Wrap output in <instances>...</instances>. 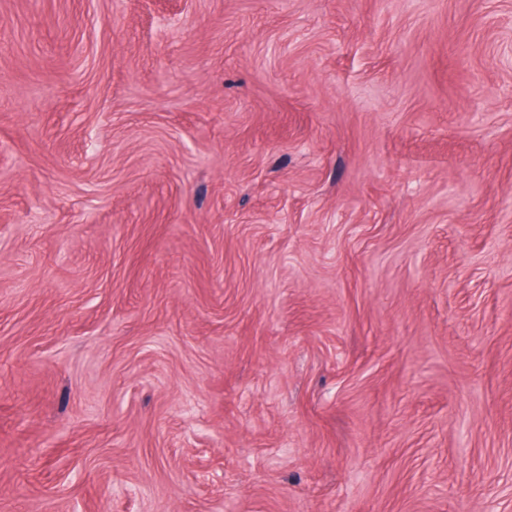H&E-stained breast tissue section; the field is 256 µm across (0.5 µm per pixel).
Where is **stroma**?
I'll return each instance as SVG.
<instances>
[{
    "instance_id": "35a3bbf8",
    "label": "stroma",
    "mask_w": 512,
    "mask_h": 512,
    "mask_svg": "<svg viewBox=\"0 0 512 512\" xmlns=\"http://www.w3.org/2000/svg\"><path fill=\"white\" fill-rule=\"evenodd\" d=\"M0 512H512V0H0Z\"/></svg>"
}]
</instances>
